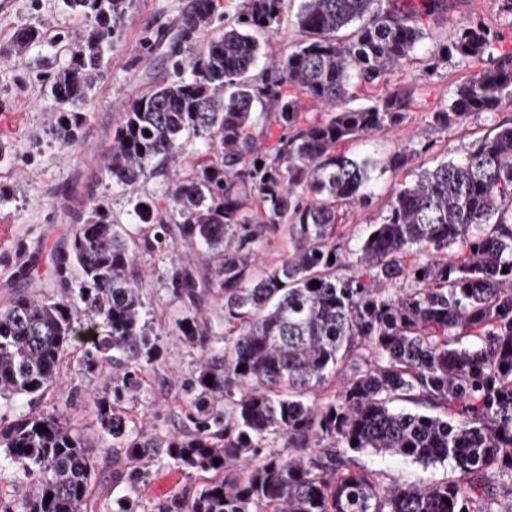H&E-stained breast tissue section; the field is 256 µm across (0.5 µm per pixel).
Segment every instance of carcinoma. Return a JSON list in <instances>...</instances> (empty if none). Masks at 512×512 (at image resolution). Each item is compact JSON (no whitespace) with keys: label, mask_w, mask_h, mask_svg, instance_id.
<instances>
[{"label":"carcinoma","mask_w":512,"mask_h":512,"mask_svg":"<svg viewBox=\"0 0 512 512\" xmlns=\"http://www.w3.org/2000/svg\"><path fill=\"white\" fill-rule=\"evenodd\" d=\"M62 2L90 21L50 83L68 107L56 135L70 144L130 0ZM283 2L243 0L219 30L214 0H193L160 57L169 77L131 102L103 163L133 189L178 161L184 133L207 138L206 159L171 190L169 215L133 198L152 250L189 251L166 281L184 308L179 339L202 352L184 385L192 429L162 439L129 425L122 404L164 350L145 318L135 248L99 205L79 216L56 258L60 281L75 268L78 287L20 292L0 309V399L41 395L81 341L86 374L112 365L96 420L132 463L120 479L142 481L162 449L183 470L214 473L186 512H512V123L419 171L350 245L340 208L369 207L376 165L337 148L404 123L410 101L392 77L426 38L418 15L441 0H302L291 23L304 40L252 78L255 33L278 32ZM354 23L349 40L336 37ZM40 37L21 33L15 51ZM498 43L470 21L426 50L431 74L452 59L488 63L434 113L440 129L512 102V57L495 56ZM284 81L326 117L302 120L300 101L279 92ZM378 84L382 96L351 106L358 89ZM417 153L397 151L384 169L403 170ZM282 226L287 252L259 268ZM210 298L222 302V333L204 316ZM339 376L336 392L323 393ZM0 447L31 479L0 512H87L97 461L64 415L0 426ZM369 451L447 461L453 475L389 481L366 468Z\"/></svg>","instance_id":"1"}]
</instances>
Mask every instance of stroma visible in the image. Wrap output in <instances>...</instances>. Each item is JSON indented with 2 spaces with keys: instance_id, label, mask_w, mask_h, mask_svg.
Masks as SVG:
<instances>
[{
  "instance_id": "stroma-1",
  "label": "stroma",
  "mask_w": 512,
  "mask_h": 512,
  "mask_svg": "<svg viewBox=\"0 0 512 512\" xmlns=\"http://www.w3.org/2000/svg\"><path fill=\"white\" fill-rule=\"evenodd\" d=\"M192 0H131L113 40L106 66L85 106L86 119L75 141L66 147L53 138L52 126L60 119L61 105L48 90L47 79L64 67L86 26L81 16L69 12L61 0H12L7 15H0V308L10 304L19 291L41 296L57 292L53 258L66 249L76 224L66 193L73 183L98 172L109 153L121 116L130 102L165 70L157 55L147 54L148 41L173 37L181 14ZM480 19L492 29H501L506 18L505 0H443L442 8L423 19L436 39L448 36L453 24ZM34 28L38 43L15 53L18 32ZM415 62L397 73L394 82L410 96L403 125L390 133L361 137L341 144L351 156L377 160L417 143H430L428 152L416 154L413 170L430 168L460 155L497 123L512 120V105L492 114H478L448 130L437 129L433 114L447 103L449 92L466 81L472 68L456 63L430 74L424 69L423 50ZM184 154L174 169L157 170L140 183L139 195L152 198L159 211L171 209L170 190L175 178H187L194 160L206 151L204 137L183 136ZM92 204L109 210L122 230L138 237L140 226L132 214L127 192L107 178L93 187ZM183 257L181 247L159 253L138 248L137 261L144 275V302L155 332L164 336L163 362L142 374L140 394L125 403L135 424L147 425L149 433L165 438L184 433L185 400L180 384L191 377L199 360L198 350L182 344L171 331L183 315L181 304L165 284V273ZM80 349H72L60 367L57 384L40 397L13 403L0 402V419L10 421L27 414L62 412L81 432L97 441V474L91 505L94 512H110L115 501L134 502L136 512H158L174 501H188L212 479L211 473L186 472L166 456L152 459L149 477L136 487L114 484L112 473L127 467L124 449L101 438L93 413V400L112 373L85 374ZM369 469L400 482L439 480L451 475L448 463L424 466L375 453L363 457Z\"/></svg>"
}]
</instances>
